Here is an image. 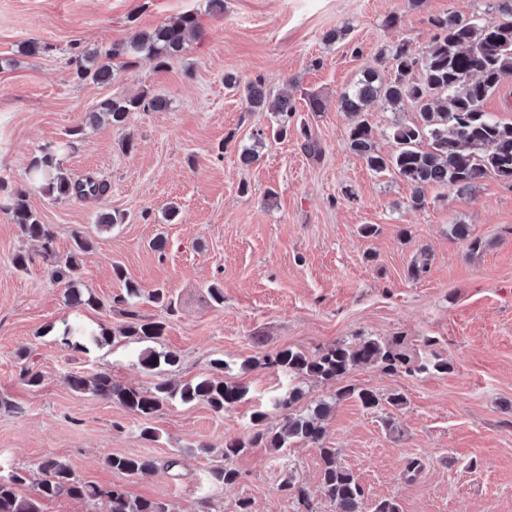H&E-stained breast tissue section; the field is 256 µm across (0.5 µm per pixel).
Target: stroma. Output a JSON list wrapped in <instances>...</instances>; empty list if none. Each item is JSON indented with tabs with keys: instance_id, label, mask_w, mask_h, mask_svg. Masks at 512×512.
Segmentation results:
<instances>
[{
	"instance_id": "1",
	"label": "stroma",
	"mask_w": 512,
	"mask_h": 512,
	"mask_svg": "<svg viewBox=\"0 0 512 512\" xmlns=\"http://www.w3.org/2000/svg\"><path fill=\"white\" fill-rule=\"evenodd\" d=\"M493 0H0V182L26 186L31 159L58 148L71 178L103 181L98 199L56 200L38 192L28 203L66 253L74 234L91 246L81 258L77 286L102 302L75 305L55 283L40 243L25 237L0 208V476L36 473L43 458L65 460L82 480L123 488L131 497L174 504L176 512H332L320 490L318 450L295 443L278 453L261 445L232 465L235 484L212 482L223 466L225 440L250 439L255 411L278 424L276 403L288 380L249 359L293 348L312 355L358 336L402 337L412 356L436 353L450 372L407 376L363 367L342 383L406 397L400 409L364 408L343 398L325 422L327 446L360 479L368 502L396 499L402 512H512V187L494 177L473 191L426 188L427 203L409 207L411 187L392 173L377 174L348 144L351 120L338 109L343 91L383 49L407 38L421 52L434 30L429 16L491 13ZM199 30L168 67L140 58L114 60L110 83L75 78L74 57L129 42L185 12ZM396 26H387L389 15ZM343 29L330 43L328 32ZM42 51L29 56L25 43ZM234 73L262 78L267 91L289 92L291 123L309 127L322 154L309 157L299 136L267 141L260 159L239 154L271 116L248 111L224 85ZM322 102L308 106L309 95ZM162 96L164 109L130 113L124 127L94 124L104 98ZM101 212L123 223H96ZM467 225L479 252L450 239ZM378 232L364 236L363 225ZM163 248H155V240ZM28 257L15 270L17 253ZM428 255L425 277H407ZM124 266L145 290L166 288L163 308L141 299L146 321L166 322L154 348L173 351L167 377L188 382L210 375L224 359L225 381L246 394L218 414L206 404L173 400L150 421L89 392L69 387V374L104 372L114 381L148 389L155 373L141 367V342L121 338L88 349L64 348V325L95 330L127 323L116 296L124 285L112 272ZM224 290L215 303L210 286ZM434 338L425 347V338ZM42 374L29 386L26 368ZM150 425L152 441L140 430ZM153 460L154 470L128 476L105 460L112 455ZM180 461L169 469L170 458ZM423 468L407 480L408 461ZM306 487L307 504L287 482Z\"/></svg>"
}]
</instances>
